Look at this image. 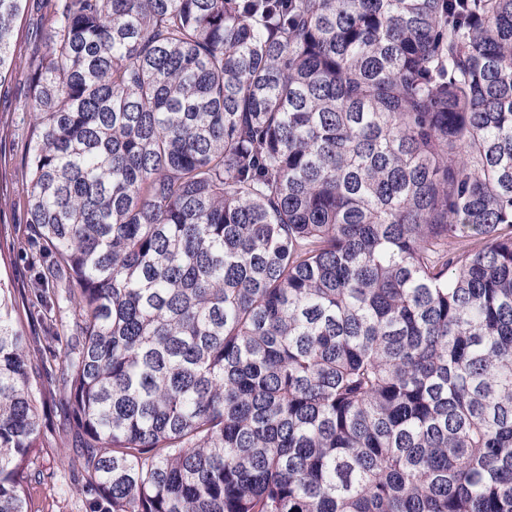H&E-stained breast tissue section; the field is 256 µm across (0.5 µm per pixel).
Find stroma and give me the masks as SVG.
<instances>
[{
  "label": "stroma",
  "mask_w": 512,
  "mask_h": 512,
  "mask_svg": "<svg viewBox=\"0 0 512 512\" xmlns=\"http://www.w3.org/2000/svg\"><path fill=\"white\" fill-rule=\"evenodd\" d=\"M30 94L25 64H18L9 94L0 98V169L7 177L0 183V278L25 295L33 294L36 273L50 259L27 222L25 181V124L22 112ZM43 305L21 311V327L31 350L50 349L52 356L38 387L43 402V434L30 453L32 481L27 487L31 512H86L93 492L73 495L64 486L80 469L75 449L59 421L67 398L60 366L71 348L69 330L75 314L56 289L45 292Z\"/></svg>",
  "instance_id": "1"
}]
</instances>
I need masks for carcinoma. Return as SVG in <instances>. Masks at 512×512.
Here are the masks:
<instances>
[{
    "instance_id": "carcinoma-1",
    "label": "carcinoma",
    "mask_w": 512,
    "mask_h": 512,
    "mask_svg": "<svg viewBox=\"0 0 512 512\" xmlns=\"http://www.w3.org/2000/svg\"><path fill=\"white\" fill-rule=\"evenodd\" d=\"M51 2L27 213L93 508L512 512V0ZM17 307L0 512L42 434Z\"/></svg>"
}]
</instances>
